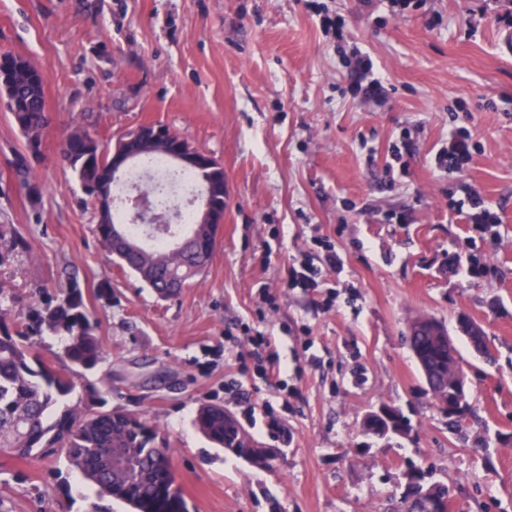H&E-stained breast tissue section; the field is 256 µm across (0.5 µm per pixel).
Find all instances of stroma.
I'll return each mask as SVG.
<instances>
[{"label": "stroma", "instance_id": "1", "mask_svg": "<svg viewBox=\"0 0 512 512\" xmlns=\"http://www.w3.org/2000/svg\"><path fill=\"white\" fill-rule=\"evenodd\" d=\"M510 14L512 0H423L396 16L362 0H0V52L43 68L51 117L30 156L0 104V224L32 245L0 261L7 319L78 279L102 359L70 403L94 411L108 387L113 410L148 418L189 512H391L411 462L454 490L457 512H512ZM355 47L387 77L386 99L350 95ZM149 122L215 158L227 188L206 273L167 300L113 262L59 158L72 125L106 143ZM460 127L475 151L450 176L434 158ZM473 191L498 223L466 221ZM331 247L341 272L286 287L290 267ZM105 280L107 300L95 293ZM419 314L447 327L469 366L463 428L410 350ZM462 314L483 326L492 358L459 333ZM212 401L280 457L258 467L214 447L193 424ZM383 404L410 436L363 434ZM483 443L492 465L474 451ZM96 501L64 455L0 456V512Z\"/></svg>", "mask_w": 512, "mask_h": 512}]
</instances>
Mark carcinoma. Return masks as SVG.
Here are the masks:
<instances>
[{
  "mask_svg": "<svg viewBox=\"0 0 512 512\" xmlns=\"http://www.w3.org/2000/svg\"><path fill=\"white\" fill-rule=\"evenodd\" d=\"M16 79L30 95L25 111L10 113L22 135L26 149L40 152L48 115L40 100L42 87L29 81L25 70ZM60 154L74 179L90 199H98L97 231L102 246L112 251V230L124 227L128 239L140 237L132 224L116 220L113 205L101 199L110 191L112 148L77 127L62 137ZM219 225L201 231L192 240L190 253L197 261L213 256ZM145 252L118 258L154 293L171 287L167 260L171 239L161 233L148 235ZM31 244L14 224H0V260L14 252H28ZM46 336L65 341L62 353L52 361L41 356L37 346ZM101 360L96 324L85 310L77 280L70 282L64 296L43 289L25 322L10 329L0 322V456L29 459L65 452L70 465L99 489V496L126 501L136 512H188L180 486L174 483L170 449L160 441L158 430L142 415L123 411L81 412L65 404L74 385L69 375L73 367L91 370ZM199 431L224 446V406L203 405L195 418ZM131 451L130 466L112 473V448Z\"/></svg>",
  "mask_w": 512,
  "mask_h": 512,
  "instance_id": "1",
  "label": "carcinoma"
}]
</instances>
